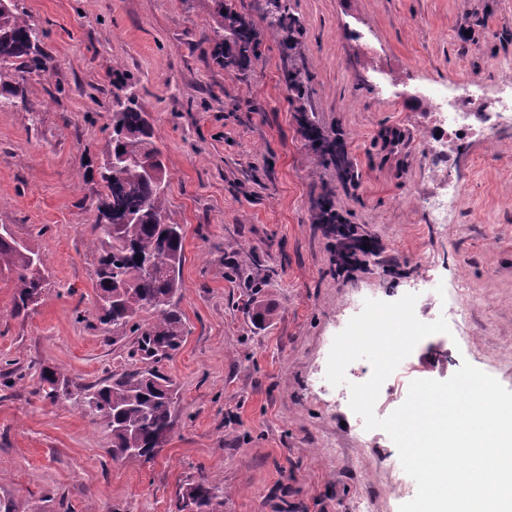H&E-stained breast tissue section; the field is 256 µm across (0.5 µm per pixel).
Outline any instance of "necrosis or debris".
<instances>
[{
	"mask_svg": "<svg viewBox=\"0 0 512 512\" xmlns=\"http://www.w3.org/2000/svg\"><path fill=\"white\" fill-rule=\"evenodd\" d=\"M484 84V79L473 80L459 94L429 85L417 95L424 111L432 115L420 162L438 188L417 199L430 224L454 223L463 203L462 187L446 177L463 147L478 141L491 148L504 131L512 132V78L500 80L491 95L485 93Z\"/></svg>",
	"mask_w": 512,
	"mask_h": 512,
	"instance_id": "obj_1",
	"label": "necrosis or debris"
}]
</instances>
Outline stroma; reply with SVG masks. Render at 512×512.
<instances>
[{"mask_svg": "<svg viewBox=\"0 0 512 512\" xmlns=\"http://www.w3.org/2000/svg\"><path fill=\"white\" fill-rule=\"evenodd\" d=\"M46 32L49 72L27 74L0 109V225L46 260L35 303L14 313L0 276V503L15 512H174L179 492L224 487L216 512H399L386 432L366 429L326 379L349 295L393 302L415 277L434 286L415 314L448 315L465 279L474 296L463 336H429L409 359L424 379L470 363L512 390V138L473 143L458 169L459 223L425 224L430 187L416 159L422 86L512 76V0H291L303 30L286 47L266 0H16ZM260 39L236 69L212 55L218 8ZM139 84L169 181L168 221L184 229V334L150 360L113 335L96 306L93 220L111 131L112 71ZM311 75L289 93L285 70ZM391 79L378 94L379 79ZM341 133L353 177L341 181L301 129ZM374 251L343 271L321 201ZM264 300L271 314L255 323ZM154 367L177 390L174 427L152 458H116L112 431L79 393L114 373ZM68 393L46 399L40 371Z\"/></svg>", "mask_w": 512, "mask_h": 512, "instance_id": "35a3bbf8", "label": "stroma"}]
</instances>
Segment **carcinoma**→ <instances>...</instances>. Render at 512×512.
I'll return each mask as SVG.
<instances>
[{"label": "carcinoma", "mask_w": 512, "mask_h": 512, "mask_svg": "<svg viewBox=\"0 0 512 512\" xmlns=\"http://www.w3.org/2000/svg\"><path fill=\"white\" fill-rule=\"evenodd\" d=\"M269 2L268 25L278 35L289 36L301 28L288 0ZM226 20L232 43L215 35L216 60L228 66L257 55L260 42L250 25L234 13ZM44 37V30L20 12L14 0H0V108L13 103L25 74L52 68V58L42 48ZM112 87V134L102 152L100 171L105 195L94 219L95 228L102 229V236L93 242L101 250L96 270L100 321L114 331L126 329L138 336L139 349L150 356L152 343L165 341L173 347L183 335L174 298L182 287L184 233L181 225L167 222V178L158 183L145 176L146 165L162 169L164 164L154 128L139 103L137 82L118 71ZM330 151L339 176L350 179L343 139L334 138ZM44 266L37 251L19 243L9 231L0 233V274L14 280L15 312L28 308L32 295L42 291ZM145 310L152 311L154 320L143 326L136 318ZM41 381L47 385L46 397L56 401L60 373L44 369ZM82 402L112 426V451L118 456L125 448H140V456H152L174 426L172 383L155 368L114 373L85 387ZM218 498V486L195 484L178 497L177 512H184L188 499L192 512H212Z\"/></svg>", "instance_id": "carcinoma-1"}]
</instances>
